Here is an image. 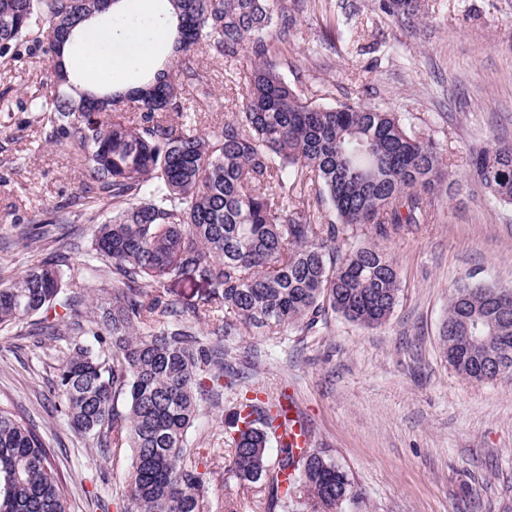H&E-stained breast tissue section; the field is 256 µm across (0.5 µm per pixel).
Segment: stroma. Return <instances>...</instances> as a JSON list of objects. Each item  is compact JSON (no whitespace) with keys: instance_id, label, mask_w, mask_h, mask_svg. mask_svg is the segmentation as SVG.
Instances as JSON below:
<instances>
[{"instance_id":"stroma-1","label":"stroma","mask_w":512,"mask_h":512,"mask_svg":"<svg viewBox=\"0 0 512 512\" xmlns=\"http://www.w3.org/2000/svg\"><path fill=\"white\" fill-rule=\"evenodd\" d=\"M288 38L281 70L309 99L366 104L403 115L441 147L460 187L434 203L431 223L387 238L358 224L345 245H379L401 275L389 320L365 327L340 316L278 340L252 333L227 340L248 377L224 392L261 387L293 395L310 445L327 450L362 493L347 512H512V381L470 382L448 366L439 329L461 278L512 285V205L467 180L475 151L512 143V0H420L416 16L382 12L379 0H285ZM208 97L186 92L180 110L205 130L238 109L254 69L250 53L224 62L201 53ZM55 82L52 56L28 43L0 58V282L50 250L19 239L54 215L83 230L70 263L82 273L93 223L64 208L87 175L77 145L46 144L30 103ZM55 359L14 331L0 332V407L32 420L53 450L70 512L112 505L131 458H106L55 409L48 380ZM216 463L205 512H280L267 486L242 490L231 453Z\"/></svg>"}]
</instances>
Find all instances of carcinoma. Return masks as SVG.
Returning <instances> with one entry per match:
<instances>
[{
    "mask_svg": "<svg viewBox=\"0 0 512 512\" xmlns=\"http://www.w3.org/2000/svg\"><path fill=\"white\" fill-rule=\"evenodd\" d=\"M173 52L155 71L135 69L127 90L81 88L63 62L97 0H0V57L46 37L57 90L35 104L49 144H76L88 172L90 210L112 205L95 225L93 298L69 253L79 229L0 286V330L21 326L33 346L63 354L48 380L57 412L104 456L132 449L124 512H203L214 474L199 465L210 442H190L203 407L225 413L233 473L288 500L301 492L320 512H343L358 490L318 448H290L287 397L255 391L224 410V378L240 375L224 340L311 329L329 313L367 327L392 315L397 263L378 245L343 248L339 234L372 224L386 238L424 224L434 195L458 180L435 140L397 112L361 104H316L280 73L276 42L288 31L283 0H169ZM395 17L417 0H383ZM257 62L238 110L203 132L163 119L183 89L207 88L196 52ZM471 175L512 204V144L477 152ZM190 275L208 288L191 316L165 298V283ZM444 357L476 381L512 380V287L460 280L440 329ZM125 401L119 409V400ZM280 442L274 465L271 440ZM51 449L30 420L0 409V512H68Z\"/></svg>",
    "mask_w": 512,
    "mask_h": 512,
    "instance_id": "cac0c4a2",
    "label": "carcinoma"
}]
</instances>
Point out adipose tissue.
Listing matches in <instances>:
<instances>
[{
    "instance_id": "1",
    "label": "adipose tissue",
    "mask_w": 512,
    "mask_h": 512,
    "mask_svg": "<svg viewBox=\"0 0 512 512\" xmlns=\"http://www.w3.org/2000/svg\"><path fill=\"white\" fill-rule=\"evenodd\" d=\"M148 19L149 29L136 31L125 18ZM176 25L166 0H115L103 18L84 23L73 46L84 78L92 83L119 84L132 68L150 63L168 48Z\"/></svg>"
}]
</instances>
